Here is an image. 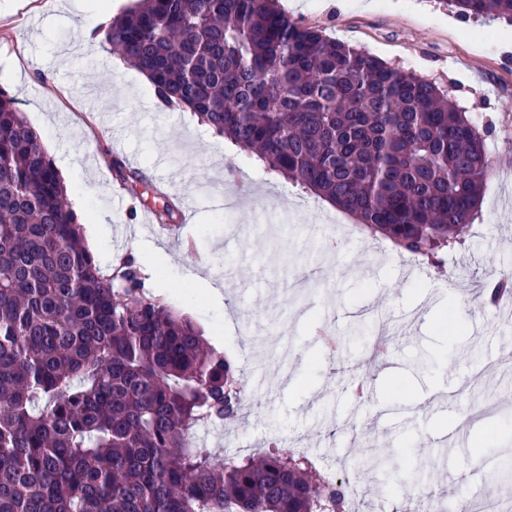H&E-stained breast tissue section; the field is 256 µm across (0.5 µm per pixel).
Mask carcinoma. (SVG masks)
Here are the masks:
<instances>
[{"mask_svg": "<svg viewBox=\"0 0 512 512\" xmlns=\"http://www.w3.org/2000/svg\"><path fill=\"white\" fill-rule=\"evenodd\" d=\"M448 2L512 21V0ZM105 39L162 103L404 254L438 264L479 217L491 128L277 0H132ZM80 224L0 88V512H345L344 486L293 453L189 447L197 425L240 419L242 381L134 257L103 272Z\"/></svg>", "mask_w": 512, "mask_h": 512, "instance_id": "1", "label": "carcinoma"}]
</instances>
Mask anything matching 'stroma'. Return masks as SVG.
I'll return each instance as SVG.
<instances>
[{"label":"stroma","instance_id":"obj_1","mask_svg":"<svg viewBox=\"0 0 512 512\" xmlns=\"http://www.w3.org/2000/svg\"><path fill=\"white\" fill-rule=\"evenodd\" d=\"M129 0H0V85L18 86V103L62 180L95 225L102 269L131 253L172 255L144 268L145 287L190 319L234 362L251 401L230 427L204 442L265 452L306 442L333 465L365 451L398 457L402 485L359 474L363 512H466L473 494L512 475V325L484 305L489 282L512 274V23L464 17L436 0H280L286 14L365 50L392 68L447 89L449 100L493 132L496 162L480 196L482 220L451 258L467 266L455 281L412 265L383 237L338 238L349 215L270 171L255 155L199 125L190 113L160 107L150 82L129 63L114 64L104 38L109 16ZM94 98L95 109L85 101ZM143 179L124 184L119 168ZM145 209L175 207L178 237L148 228L116 206L114 190ZM166 199L155 198V190ZM207 266L228 288L213 303L193 275ZM368 303L394 316L418 312L413 328L390 336L377 360L354 329ZM263 326L277 346L251 342L246 324ZM260 374L263 385L252 383ZM367 377L371 403L351 410L343 388ZM454 388L450 403L434 385ZM494 460L472 478V457Z\"/></svg>","mask_w":512,"mask_h":512}]
</instances>
